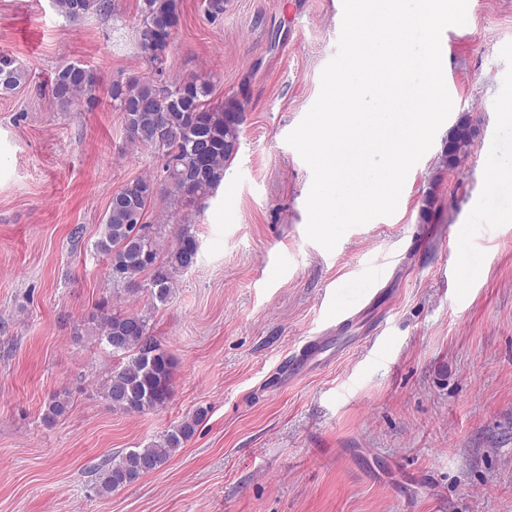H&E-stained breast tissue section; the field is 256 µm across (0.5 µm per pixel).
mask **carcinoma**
<instances>
[{
	"mask_svg": "<svg viewBox=\"0 0 512 512\" xmlns=\"http://www.w3.org/2000/svg\"><path fill=\"white\" fill-rule=\"evenodd\" d=\"M55 12L71 23L111 8L110 0H52ZM179 0H141L135 30L140 51L155 52L149 62L159 69L167 58L179 25ZM29 80L28 71L8 54H0V93L6 94ZM97 76L91 67L68 63L51 80L52 97L70 107L78 96L92 91ZM212 85L202 77L175 84L150 78H131L112 84V101L122 113L128 143L146 146L164 161V191L154 179L137 177L111 197L95 250L108 261L112 284L129 293L144 292L152 301L168 302L178 274L193 268L199 242L189 224L174 227L172 242L165 243L162 225L145 223L155 202L164 198L176 211L200 204L217 191L226 164L240 146L242 103L228 97L212 104ZM478 129L465 115L448 131L439 167L422 199L420 218L431 221L439 202L438 188L446 171L457 169L469 154ZM100 342L121 359L102 383L100 391L112 408L129 415L157 409L171 397L173 360L150 335L149 316L136 311L105 312L92 317ZM70 410L67 397L48 403L44 421L52 423ZM206 410L166 430L143 448L119 454L94 470L93 489L100 496L125 487L163 466L196 433Z\"/></svg>",
	"mask_w": 512,
	"mask_h": 512,
	"instance_id": "1",
	"label": "carcinoma"
}]
</instances>
